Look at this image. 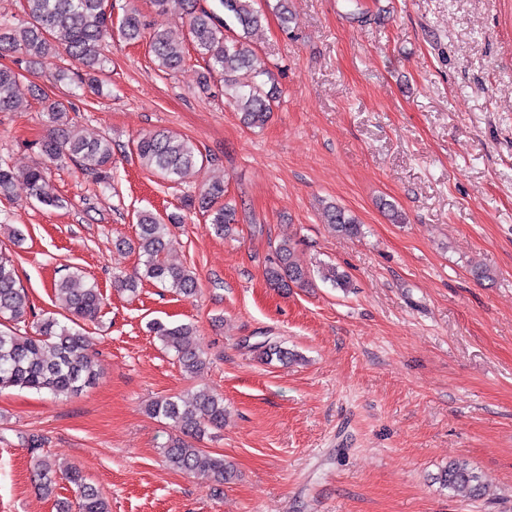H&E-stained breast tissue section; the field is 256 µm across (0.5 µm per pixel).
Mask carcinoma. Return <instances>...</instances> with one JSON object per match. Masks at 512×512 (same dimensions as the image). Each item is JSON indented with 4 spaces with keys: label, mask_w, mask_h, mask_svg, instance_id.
Segmentation results:
<instances>
[{
    "label": "carcinoma",
    "mask_w": 512,
    "mask_h": 512,
    "mask_svg": "<svg viewBox=\"0 0 512 512\" xmlns=\"http://www.w3.org/2000/svg\"><path fill=\"white\" fill-rule=\"evenodd\" d=\"M156 12L166 14L172 5L181 10V32L155 28L147 31L143 15L136 9L126 12L114 26L108 0H20L24 19L0 15V52L15 54L13 65H0V112H22L30 99L20 94L24 73L37 70L47 74V84L33 85L31 99L37 100L49 134L37 144L41 161L18 169L0 158V197L8 200L35 201L48 208L63 206V199L50 185L52 169L69 161L96 181L112 182V140L77 129L71 124L74 103L56 93L60 84L83 92L100 94L102 75L108 62L107 49L114 34L129 43L147 40L158 67L175 72L185 65L187 46H192L205 62L198 73V86L206 90L213 75L224 78V94L229 96L248 129L262 128L271 114V102L279 95L276 85L265 87L257 78L267 74L248 37L262 26L263 10L257 0H218L205 7L199 0H151ZM135 150L143 167L162 180L178 187L187 176L203 165L204 157L194 143L166 130L142 134ZM224 179L216 178L196 193H185L182 206L198 209L209 218L213 231L226 236L237 224L236 209L224 201ZM327 223L336 233L348 237L360 234L355 217L338 205L325 209ZM181 223L177 214L163 219L150 210L137 213V245L143 272L117 275L120 288L135 290L138 281L150 280L185 297L198 291L197 278L170 259L172 237L169 225ZM318 276L335 288L351 287L349 276L336 267L317 269ZM269 285L288 289L303 287L312 281L311 268L301 256L297 243L288 240L275 249V257L265 271ZM65 311L63 320L47 317L36 323V333L20 332L13 323L27 316L28 304L16 268L9 257L0 254V390L22 387L45 391L55 397H70L94 384L96 374L88 365L91 337L85 324L97 319L102 305L99 288L72 272L54 284ZM153 333L175 351L183 370L194 374L203 366L202 351L195 343L191 325L152 324ZM260 357L293 358L277 341L266 339L256 344ZM148 411L172 422L180 436L165 448L172 467L192 475L210 476L224 481L229 476L224 459L215 457L192 440L207 430L224 427V399L208 391H199L186 400L180 396L153 402ZM34 475L44 490L51 489L54 471L39 453L41 438H27ZM75 487L79 512H109L99 490L79 470L66 473ZM440 483L455 496L477 500L486 495L482 476L465 460L448 463L439 476Z\"/></svg>",
    "instance_id": "cac0c4a2"
}]
</instances>
